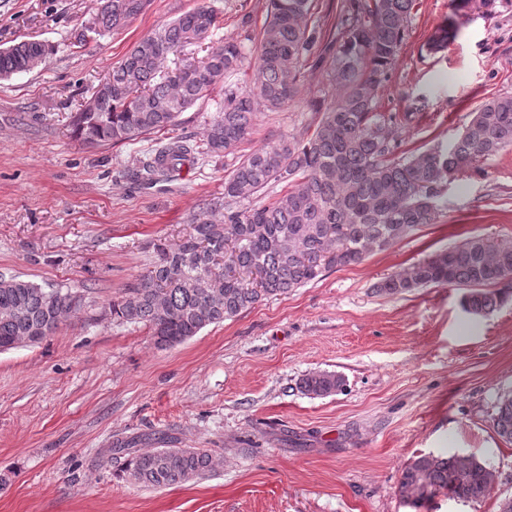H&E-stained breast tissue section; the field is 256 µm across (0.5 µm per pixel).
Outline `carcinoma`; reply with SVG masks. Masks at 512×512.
Instances as JSON below:
<instances>
[{
  "mask_svg": "<svg viewBox=\"0 0 512 512\" xmlns=\"http://www.w3.org/2000/svg\"><path fill=\"white\" fill-rule=\"evenodd\" d=\"M415 0H343L336 33L314 21V0H269L258 33L253 87L238 90L224 79L246 59L242 43L213 39L218 17L201 5L141 38L71 116L74 136L89 147L128 143L169 130L178 117L216 87L224 96L199 140L173 137L134 173L140 185L170 182L185 162L221 156L247 138L258 112L291 102L308 77L331 58L325 79L333 100L318 108L317 122L282 134L241 156L224 177V196L192 218L179 244H153L151 269L112 301V317L149 327L159 347H174L208 326L286 294L331 269L362 263L422 224L436 219L443 173H465L476 163L512 150V95L483 102L447 147L406 152L396 130L411 113L379 112L376 98L406 36ZM147 0H101L93 26L81 34L101 36L141 14ZM455 35L438 27L429 48H443ZM206 43L205 55L186 47ZM53 47L24 40L0 49V80L44 65ZM283 183L281 197L270 195ZM427 286L466 290L465 308L494 312L512 289V241L472 236L439 250L376 285L385 295ZM85 296L64 285H39L0 274V351L37 344L80 310ZM335 372L304 375L298 388L313 397L342 390ZM496 432L512 440V393L500 396ZM212 468L196 448L133 452L127 480L174 487ZM491 486V473L474 457L422 455L407 463L398 493L420 507L440 493L477 502Z\"/></svg>",
  "mask_w": 512,
  "mask_h": 512,
  "instance_id": "carcinoma-1",
  "label": "carcinoma"
}]
</instances>
